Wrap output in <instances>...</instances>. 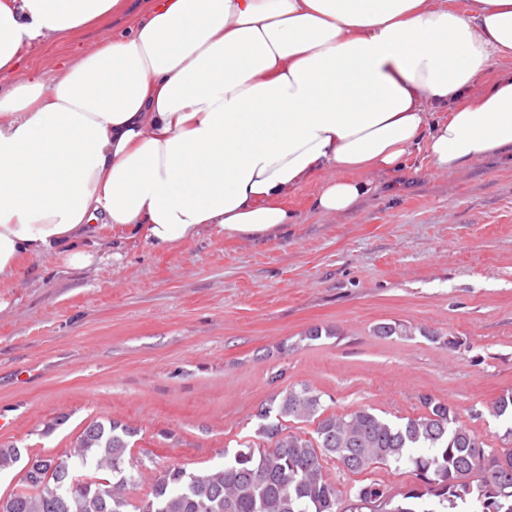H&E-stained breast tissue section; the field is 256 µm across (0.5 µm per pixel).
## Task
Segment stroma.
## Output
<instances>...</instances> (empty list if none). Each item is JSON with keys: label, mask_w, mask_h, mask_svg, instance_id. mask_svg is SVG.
Listing matches in <instances>:
<instances>
[{"label": "stroma", "mask_w": 512, "mask_h": 512, "mask_svg": "<svg viewBox=\"0 0 512 512\" xmlns=\"http://www.w3.org/2000/svg\"><path fill=\"white\" fill-rule=\"evenodd\" d=\"M125 14L22 55L13 80L49 73L130 27ZM398 185L325 216L318 181L288 200L295 224L260 239L201 232L155 251L99 238L86 268L36 258L0 282V446L59 457L94 420L137 427L133 456L205 470L247 439L258 406L306 384L329 411L390 419L448 401L488 447V411L512 390V159L433 174L424 150ZM436 331L383 339L380 322ZM327 329L305 341L311 327ZM68 421L53 432L56 415Z\"/></svg>", "instance_id": "35a3bbf8"}]
</instances>
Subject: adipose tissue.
Segmentation results:
<instances>
[{"mask_svg": "<svg viewBox=\"0 0 512 512\" xmlns=\"http://www.w3.org/2000/svg\"><path fill=\"white\" fill-rule=\"evenodd\" d=\"M125 6L0 0V73ZM511 60L512 0H151L0 89V281L38 257L87 267L104 231L161 251L265 237L313 180L320 213H347L418 147L442 174L512 156ZM144 0H127V12L117 18L84 30L75 35H64L47 46H35L22 54L19 67L4 78L1 87L22 80L35 72L50 74L63 62L74 61L90 49L97 47L130 27L144 8Z\"/></svg>", "mask_w": 512, "mask_h": 512, "instance_id": "1", "label": "adipose tissue"}]
</instances>
